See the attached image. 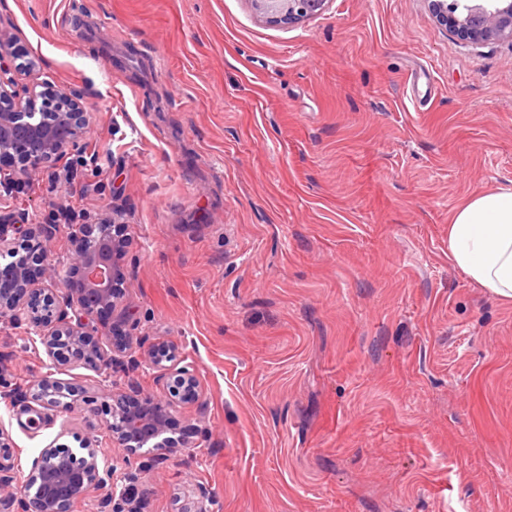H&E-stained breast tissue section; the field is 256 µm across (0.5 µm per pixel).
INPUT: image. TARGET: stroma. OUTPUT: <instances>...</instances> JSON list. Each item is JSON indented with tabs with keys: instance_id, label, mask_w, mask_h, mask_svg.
Returning <instances> with one entry per match:
<instances>
[{
	"instance_id": "stroma-1",
	"label": "stroma",
	"mask_w": 512,
	"mask_h": 512,
	"mask_svg": "<svg viewBox=\"0 0 512 512\" xmlns=\"http://www.w3.org/2000/svg\"><path fill=\"white\" fill-rule=\"evenodd\" d=\"M40 78L82 89L94 162L13 207L126 224L143 347L195 368L175 454L128 457L95 382L62 414L0 402L23 485L49 442L97 444L142 512H512V302L448 258L464 198L512 188V42L430 0H329L270 23L250 0H0ZM0 321V381L44 377ZM69 419L71 431L60 434Z\"/></svg>"
}]
</instances>
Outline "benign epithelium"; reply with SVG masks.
<instances>
[{"instance_id": "1", "label": "benign epithelium", "mask_w": 512, "mask_h": 512, "mask_svg": "<svg viewBox=\"0 0 512 512\" xmlns=\"http://www.w3.org/2000/svg\"><path fill=\"white\" fill-rule=\"evenodd\" d=\"M330 0H251L260 17L273 23H293L321 14ZM438 19L475 41L512 38V0H462L454 10L447 0H432ZM39 59L18 61L10 47V34L0 20V155L13 158L0 169V204L16 196L25 178L41 172L52 181L60 177L53 166L68 156L85 153L83 138L90 113L80 91H64L47 80L20 84L19 73L39 67ZM71 263L66 274L48 267L49 285L57 293L40 298L30 279L32 263L44 259L46 243L55 225L43 224L34 212L0 209V257L10 258L9 280L0 282V318L26 326L28 343L41 347L47 367L59 369L75 357L89 366L123 364L128 360L161 371L173 372L176 386L170 396L157 399L144 395L129 404L125 392L104 377L98 385L109 392L106 424L112 439L136 456L144 448L176 453L185 444L167 436L171 413L178 403L201 402L203 388L195 370L176 363L166 365L157 348L139 349L133 344L113 345L105 327L96 322L102 311L115 312L122 297L124 279V225L104 219L98 224L69 225ZM30 398L45 409L69 408L78 402L80 388L68 379L49 374L31 386ZM86 455L73 465L75 454L50 442L33 460L21 487V512H71L72 506L88 499L95 488L107 490L108 502H119L113 512H138L140 496L131 484L119 483L113 468L100 464L98 450L90 440L81 442Z\"/></svg>"}]
</instances>
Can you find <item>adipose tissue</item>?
<instances>
[{"instance_id": "obj_1", "label": "adipose tissue", "mask_w": 512, "mask_h": 512, "mask_svg": "<svg viewBox=\"0 0 512 512\" xmlns=\"http://www.w3.org/2000/svg\"><path fill=\"white\" fill-rule=\"evenodd\" d=\"M448 257L478 287L512 302V190L478 193L454 209Z\"/></svg>"}]
</instances>
